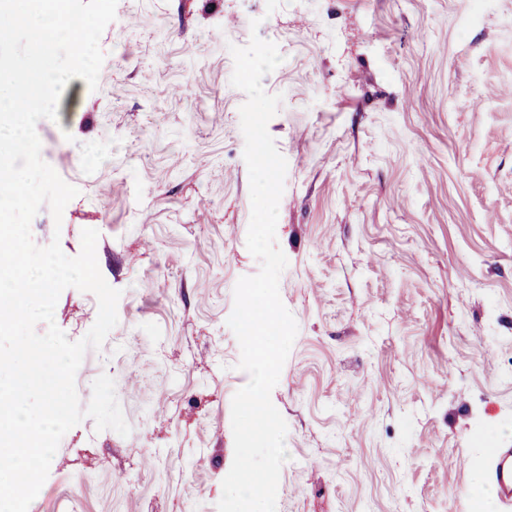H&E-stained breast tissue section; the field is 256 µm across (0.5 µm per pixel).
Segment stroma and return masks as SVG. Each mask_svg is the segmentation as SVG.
<instances>
[{
  "label": "stroma",
  "mask_w": 512,
  "mask_h": 512,
  "mask_svg": "<svg viewBox=\"0 0 512 512\" xmlns=\"http://www.w3.org/2000/svg\"><path fill=\"white\" fill-rule=\"evenodd\" d=\"M255 34L284 57L263 87L298 324L277 512H481L512 447V0H118L97 89L71 78L36 128L79 194L31 232L74 257L98 231L118 323L76 388L111 376L131 432L70 429L32 512H217L249 380L227 318L260 269L229 47ZM97 312L68 288L54 320L76 341Z\"/></svg>",
  "instance_id": "35a3bbf8"
}]
</instances>
